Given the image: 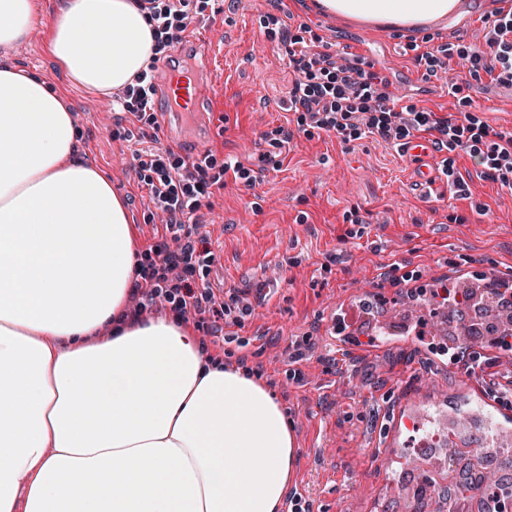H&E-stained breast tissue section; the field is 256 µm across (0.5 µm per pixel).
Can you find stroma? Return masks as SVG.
<instances>
[{
	"instance_id": "35a3bbf8",
	"label": "stroma",
	"mask_w": 512,
	"mask_h": 512,
	"mask_svg": "<svg viewBox=\"0 0 512 512\" xmlns=\"http://www.w3.org/2000/svg\"><path fill=\"white\" fill-rule=\"evenodd\" d=\"M62 0H36V24L24 41L0 45V63L24 68L52 84L77 130V159L99 168L123 195L140 248L171 234L149 201L135 156L178 150L202 141L215 182L199 214L211 262H197L191 285L216 297L236 290L251 307L231 332L247 340L250 366L288 415L297 448L290 492L313 512H411L409 466L384 448L401 401L440 397L453 408L470 391L462 376L440 368L430 351L408 345L383 350L360 331L339 348L329 322L336 306L383 296L402 303L381 275L394 265L421 269L428 284L455 285L460 271L512 268V190L485 178L464 152L454 173L443 153L409 155L375 135L343 141L320 129L300 131L291 112L298 74L279 30L311 52L373 64L390 81L396 107L436 116L471 112L495 130L512 133V86L474 79L461 59L444 80L427 81L420 56L449 43L491 62L486 27L503 0H458L447 18L401 30L323 13L318 0H186L182 38L215 40L212 97L195 116L156 113L136 119L111 94L71 84L47 46L45 31ZM292 129L286 152L273 142ZM254 170L245 182L225 161ZM310 337L306 359L291 364L292 341ZM298 368L300 380L287 379Z\"/></svg>"
}]
</instances>
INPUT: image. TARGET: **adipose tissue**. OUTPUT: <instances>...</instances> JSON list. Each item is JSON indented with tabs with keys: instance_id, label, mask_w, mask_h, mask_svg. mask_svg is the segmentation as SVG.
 I'll use <instances>...</instances> for the list:
<instances>
[{
	"instance_id": "adipose-tissue-1",
	"label": "adipose tissue",
	"mask_w": 512,
	"mask_h": 512,
	"mask_svg": "<svg viewBox=\"0 0 512 512\" xmlns=\"http://www.w3.org/2000/svg\"><path fill=\"white\" fill-rule=\"evenodd\" d=\"M457 3L319 0L405 29ZM34 21L33 0H0V44ZM163 48L136 0H64L49 35L65 75L102 93ZM75 142L57 90L0 69V512H280L296 453L285 410L189 323L124 320L141 271L126 204Z\"/></svg>"
}]
</instances>
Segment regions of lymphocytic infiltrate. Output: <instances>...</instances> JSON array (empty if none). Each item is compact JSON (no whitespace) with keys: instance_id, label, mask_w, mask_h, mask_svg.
Returning <instances> with one entry per match:
<instances>
[{"instance_id":"obj_1","label":"lymphocytic infiltrate","mask_w":512,"mask_h":512,"mask_svg":"<svg viewBox=\"0 0 512 512\" xmlns=\"http://www.w3.org/2000/svg\"><path fill=\"white\" fill-rule=\"evenodd\" d=\"M487 43L493 65L481 67L480 56L471 55L470 74L483 71L495 82L512 84V8L497 12L488 26ZM290 61L299 74L291 97L298 126L332 131L346 141L366 134L401 141L411 139L414 133L430 131L434 134V150L469 154L478 159L487 178L512 189V133H492L486 122L471 113L460 124L424 110H396L390 104L386 76L340 63L327 52L294 51ZM139 166L151 173L146 183L152 203L164 216L177 247L172 250L164 244L153 245L160 264L150 277L132 285L127 319L139 322L144 314L161 305L213 333L224 324H241L247 309L237 292L228 293L219 302L209 288L192 286L184 278L197 254V242L183 227L198 222L200 200L211 186L206 164L186 161L165 150L148 154Z\"/></svg>"}]
</instances>
